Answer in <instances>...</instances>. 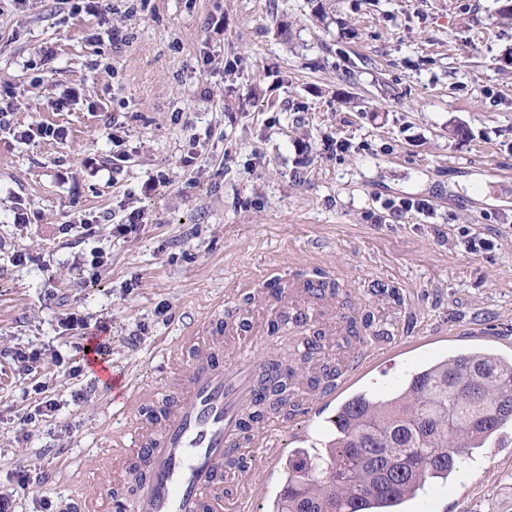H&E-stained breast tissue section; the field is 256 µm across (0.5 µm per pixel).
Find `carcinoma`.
<instances>
[{
	"label": "carcinoma",
	"mask_w": 512,
	"mask_h": 512,
	"mask_svg": "<svg viewBox=\"0 0 512 512\" xmlns=\"http://www.w3.org/2000/svg\"><path fill=\"white\" fill-rule=\"evenodd\" d=\"M512 424V357L487 347L422 367L397 391L356 393L288 456L272 512H401Z\"/></svg>",
	"instance_id": "cac0c4a2"
}]
</instances>
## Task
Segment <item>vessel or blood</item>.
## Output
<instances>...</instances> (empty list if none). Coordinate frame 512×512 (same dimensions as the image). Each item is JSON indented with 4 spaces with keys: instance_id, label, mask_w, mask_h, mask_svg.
<instances>
[{
    "instance_id": "vessel-or-blood-1",
    "label": "vessel or blood",
    "mask_w": 512,
    "mask_h": 512,
    "mask_svg": "<svg viewBox=\"0 0 512 512\" xmlns=\"http://www.w3.org/2000/svg\"><path fill=\"white\" fill-rule=\"evenodd\" d=\"M276 298L292 321L322 331L306 376L295 379L297 405L334 400L381 367L394 344L391 337L373 335L358 350L329 357V349L348 332L331 291L318 280L294 277L276 290ZM263 333L230 317L185 336L189 363L181 364L176 355L168 362L173 395L146 423L132 424L126 436L113 439L112 480L134 487L127 512H250L264 487L244 483L243 476L255 456H263L268 466L278 464L285 421L275 412L252 424L248 414L260 399L262 376H277L281 368L249 354L226 363L219 355L223 345L254 342ZM85 359L113 400L128 406L142 398V391L111 376L108 361L95 351L86 352Z\"/></svg>"
}]
</instances>
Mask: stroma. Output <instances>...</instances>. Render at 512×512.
Segmentation results:
<instances>
[{"mask_svg": "<svg viewBox=\"0 0 512 512\" xmlns=\"http://www.w3.org/2000/svg\"><path fill=\"white\" fill-rule=\"evenodd\" d=\"M105 2L100 19L0 0V493L16 512H83L79 481L111 483L134 414L71 374L68 314L160 394L166 345L193 320L247 319L264 300L246 284L270 275L337 281L368 331L420 337L363 388L466 345L474 323L512 341L505 0ZM110 25L124 39L98 44ZM32 122L67 136L14 138ZM404 197L431 216L387 209ZM474 236L488 249L470 253ZM18 348L41 353L48 420L24 421L39 397ZM468 463L475 479L420 492L429 512H512V447Z\"/></svg>", "mask_w": 512, "mask_h": 512, "instance_id": "stroma-1", "label": "stroma"}]
</instances>
